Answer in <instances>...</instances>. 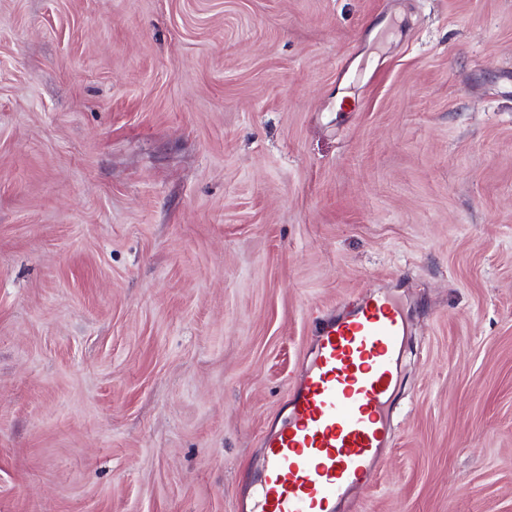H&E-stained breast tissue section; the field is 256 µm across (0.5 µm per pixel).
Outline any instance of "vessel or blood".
<instances>
[{
	"label": "vessel or blood",
	"mask_w": 512,
	"mask_h": 512,
	"mask_svg": "<svg viewBox=\"0 0 512 512\" xmlns=\"http://www.w3.org/2000/svg\"><path fill=\"white\" fill-rule=\"evenodd\" d=\"M287 414L263 443L242 512H337L392 442L409 320L390 294H365L316 320Z\"/></svg>",
	"instance_id": "vessel-or-blood-1"
}]
</instances>
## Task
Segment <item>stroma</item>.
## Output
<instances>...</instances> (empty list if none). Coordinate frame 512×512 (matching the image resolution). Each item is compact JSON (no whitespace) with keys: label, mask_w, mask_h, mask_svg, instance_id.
<instances>
[{"label":"stroma","mask_w":512,"mask_h":512,"mask_svg":"<svg viewBox=\"0 0 512 512\" xmlns=\"http://www.w3.org/2000/svg\"><path fill=\"white\" fill-rule=\"evenodd\" d=\"M377 291L351 512H512V0H0V512H240Z\"/></svg>","instance_id":"obj_1"}]
</instances>
